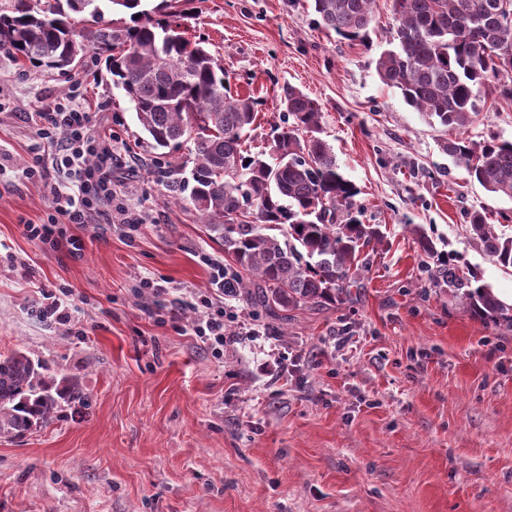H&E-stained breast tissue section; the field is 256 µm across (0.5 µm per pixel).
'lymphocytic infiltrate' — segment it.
Returning <instances> with one entry per match:
<instances>
[{"instance_id": "1", "label": "lymphocytic infiltrate", "mask_w": 512, "mask_h": 512, "mask_svg": "<svg viewBox=\"0 0 512 512\" xmlns=\"http://www.w3.org/2000/svg\"><path fill=\"white\" fill-rule=\"evenodd\" d=\"M36 133L40 139L59 141L52 160L35 156L22 169V178L32 184H46L50 169H63L72 178L71 191L51 188L53 213L47 223L27 224L24 234L32 240L57 244L64 237V224H88L101 206L112 204V139L99 137L92 131V115L67 103L35 115ZM64 140H57V133ZM65 238V237H64ZM196 309L201 315L193 333L213 355L224 353V311L214 307L209 296H198Z\"/></svg>"}]
</instances>
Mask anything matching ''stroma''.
Wrapping results in <instances>:
<instances>
[{
	"label": "stroma",
	"mask_w": 512,
	"mask_h": 512,
	"mask_svg": "<svg viewBox=\"0 0 512 512\" xmlns=\"http://www.w3.org/2000/svg\"><path fill=\"white\" fill-rule=\"evenodd\" d=\"M188 8L189 35L220 56L232 92L261 101L248 149L266 145L283 86L316 98L362 219L384 238L345 303L275 316L225 297L213 356L188 302L212 289L203 257L224 251L158 174L187 146L152 148L104 54L61 72L0 49V354L22 351L84 394L0 438V512H512V331L436 287L415 236L511 298L512 273L465 224L479 211L512 235V200L470 180L440 148L450 131L380 81L392 0H375L363 43L326 32L302 0ZM66 98L111 133L115 198L143 219L113 224L103 210L66 225L78 255L24 235L52 207L16 171L54 151L29 113ZM464 132L512 140V100L479 102ZM48 292L68 320L42 316Z\"/></svg>",
	"instance_id": "stroma-1"
}]
</instances>
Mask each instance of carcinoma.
I'll return each instance as SVG.
<instances>
[{
  "label": "carcinoma",
  "instance_id": "carcinoma-1",
  "mask_svg": "<svg viewBox=\"0 0 512 512\" xmlns=\"http://www.w3.org/2000/svg\"><path fill=\"white\" fill-rule=\"evenodd\" d=\"M0 0V49L36 67L64 69L86 50L109 53L113 85L129 98L153 148L188 146L190 177L170 185L189 192L209 236L224 246L231 277L224 290L252 296L271 312L342 302L366 250L381 243L376 224L360 219L359 190L339 171L321 137L320 104L283 89L280 122L265 150L245 148L260 100L227 86L224 65L202 39L191 40L169 0L151 9L143 0ZM373 0H311L320 25L346 40H363L373 22ZM388 48L376 62L380 80L405 102L456 134L442 151L488 192L512 199V140L476 143L462 129L482 97L512 99V61L498 53L512 46V0H392ZM87 12L98 28L83 34L72 14ZM110 12L127 22L105 20ZM468 237L502 270L512 269V236L497 233L480 212L470 214ZM424 267L472 317L512 329V304L481 273L418 234ZM16 350L0 356V438L20 437L45 425L76 386L56 380Z\"/></svg>",
  "mask_w": 512,
  "mask_h": 512
}]
</instances>
